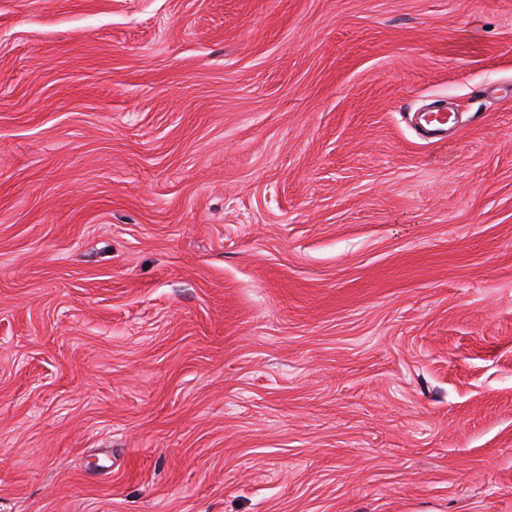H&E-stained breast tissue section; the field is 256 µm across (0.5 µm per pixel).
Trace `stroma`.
<instances>
[{
    "label": "stroma",
    "instance_id": "obj_1",
    "mask_svg": "<svg viewBox=\"0 0 512 512\" xmlns=\"http://www.w3.org/2000/svg\"><path fill=\"white\" fill-rule=\"evenodd\" d=\"M0 512H512V0H0Z\"/></svg>",
    "mask_w": 512,
    "mask_h": 512
}]
</instances>
